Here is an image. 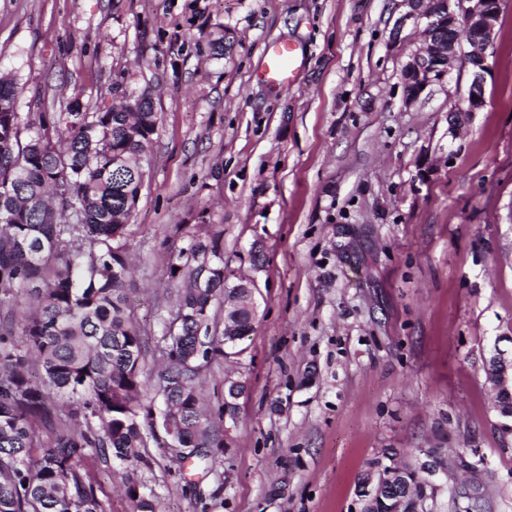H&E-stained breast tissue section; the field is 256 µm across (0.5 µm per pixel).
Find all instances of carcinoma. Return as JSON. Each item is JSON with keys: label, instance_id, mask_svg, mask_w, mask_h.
<instances>
[{"label": "carcinoma", "instance_id": "obj_1", "mask_svg": "<svg viewBox=\"0 0 512 512\" xmlns=\"http://www.w3.org/2000/svg\"><path fill=\"white\" fill-rule=\"evenodd\" d=\"M158 112L142 94L99 112L79 98L62 112L18 111L13 75L0 74V310H31L0 336V512H112L88 461L125 464L132 512H155L138 469L148 439L206 461L223 453L200 384L213 362L249 336L241 289L224 331L222 234L192 235L168 263L177 288L159 359L144 371V340L127 312L132 275L122 238L145 178ZM163 409L144 402L148 381Z\"/></svg>", "mask_w": 512, "mask_h": 512}]
</instances>
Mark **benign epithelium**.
<instances>
[{
  "label": "benign epithelium",
  "instance_id": "7a95c632",
  "mask_svg": "<svg viewBox=\"0 0 512 512\" xmlns=\"http://www.w3.org/2000/svg\"><path fill=\"white\" fill-rule=\"evenodd\" d=\"M408 11L399 24L410 20L423 33L410 59L403 67L404 103L411 105L433 84L442 80L460 64L469 69L470 82L465 97L466 107L462 113L481 111L485 106L484 85L488 70L487 50L494 39L499 0H467L464 7L457 0H402ZM448 12V35L442 36L436 28L435 17L440 8ZM487 381L497 395L512 397V357L499 351L487 368ZM424 458L426 480L416 486V492L427 499L428 489L434 487L433 478L445 468L435 459L433 452L421 451ZM401 471L391 467L375 466L362 477L364 494L374 500L384 498L400 505L398 485Z\"/></svg>",
  "mask_w": 512,
  "mask_h": 512
}]
</instances>
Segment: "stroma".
Listing matches in <instances>:
<instances>
[{
  "mask_svg": "<svg viewBox=\"0 0 512 512\" xmlns=\"http://www.w3.org/2000/svg\"><path fill=\"white\" fill-rule=\"evenodd\" d=\"M402 0H0V72L19 112L88 111L150 89L159 125L126 227L145 360L175 312L167 263L222 231L224 272L255 284L224 453L149 443L157 512H359L384 454L447 457L429 512H512V431L486 379L512 355V0H500L486 104L469 75L405 105L420 41ZM223 38L224 53L212 42ZM302 47L292 87L260 81L270 41Z\"/></svg>",
  "mask_w": 512,
  "mask_h": 512,
  "instance_id": "obj_1",
  "label": "stroma"
}]
</instances>
